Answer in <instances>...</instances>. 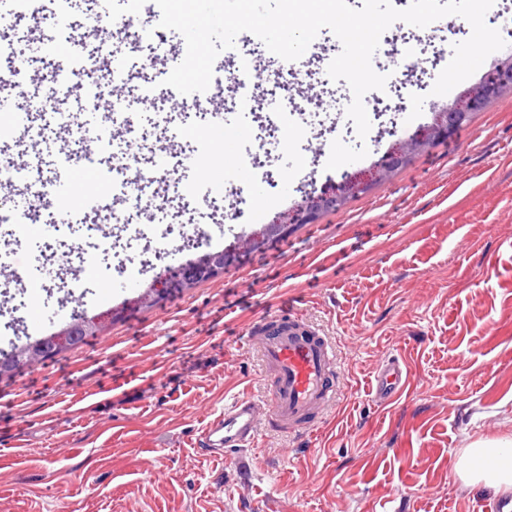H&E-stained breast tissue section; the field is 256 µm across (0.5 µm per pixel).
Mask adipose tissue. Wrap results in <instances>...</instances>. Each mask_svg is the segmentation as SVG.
<instances>
[{
	"instance_id": "1",
	"label": "adipose tissue",
	"mask_w": 512,
	"mask_h": 512,
	"mask_svg": "<svg viewBox=\"0 0 512 512\" xmlns=\"http://www.w3.org/2000/svg\"><path fill=\"white\" fill-rule=\"evenodd\" d=\"M457 471L470 488L512 492V440L480 439L463 449Z\"/></svg>"
}]
</instances>
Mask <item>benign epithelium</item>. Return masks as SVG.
<instances>
[{
    "label": "benign epithelium",
    "instance_id": "7a95c632",
    "mask_svg": "<svg viewBox=\"0 0 512 512\" xmlns=\"http://www.w3.org/2000/svg\"><path fill=\"white\" fill-rule=\"evenodd\" d=\"M511 91L512 57L509 56L498 64L496 70L476 90L457 97L450 107L435 113L431 124L420 128L406 140L394 142L382 157L368 168L353 174L342 175L340 181L329 183L322 187L319 193L307 197L293 210L275 217L254 232L253 236L247 240V246L257 247L270 236L284 234L292 224H314L320 214L342 209L349 198L368 191L379 181L392 177L409 162L415 153L429 148L438 139L449 138L460 126L469 122L474 114L483 111L492 100ZM227 259L228 254L224 252L206 253L197 260L178 267L172 277L160 279L159 285H151L140 299H156L163 289L170 285L177 288H190L223 268ZM111 318H113V312L110 310L90 317L83 315L73 323V328L83 337L99 335L106 320ZM69 331L70 328L67 327L48 341L36 340L16 348L10 357L0 360V374L4 376L10 373L17 363H37L58 349L66 347V336L69 335Z\"/></svg>",
    "mask_w": 512,
    "mask_h": 512
}]
</instances>
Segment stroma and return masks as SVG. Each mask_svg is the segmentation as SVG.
Masks as SVG:
<instances>
[{"label": "stroma", "instance_id": "stroma-1", "mask_svg": "<svg viewBox=\"0 0 512 512\" xmlns=\"http://www.w3.org/2000/svg\"><path fill=\"white\" fill-rule=\"evenodd\" d=\"M64 12L61 0H52L34 20L0 0V41L28 59L27 83L44 88L57 73L56 56L39 45L48 35L90 74L124 59L116 85L123 105L110 109V96L94 98L91 87L78 85L58 92L55 112L32 103L31 123L0 148L17 164L39 150L22 188L50 196L62 172L60 150L75 147L56 125L58 112L83 119L84 136L102 135L100 167L70 176L77 199L98 188L112 157L133 153L150 168L162 154L173 167L147 185L122 173L124 197L110 212L77 202L53 233L20 240L0 227V250L22 261L32 251L47 255L57 240L106 247L114 215L124 214L133 222L122 231L129 266L153 264L152 273L132 280L82 269L81 279L93 282L87 295L48 280L11 286L0 273L1 354L27 342L30 321L62 306L117 314L101 335L0 378V512H475L492 493L457 478L458 458L472 441L512 438V94L343 209L249 250L242 242L261 225L431 123L435 96L403 85L404 121L348 139V146L367 148L366 158L330 170L335 124L346 120L352 100L346 81L327 74L340 41L322 29L317 51L301 66L304 81L277 90L271 80L282 71L280 57L239 37L213 67L223 81L215 104L236 118L235 141L197 157L188 147L208 128L207 115L159 95L180 34L159 27L139 42L127 28L104 40L87 27L74 37L58 24ZM470 29L456 15L424 28L397 21L378 51L402 53L407 37L442 48L437 74L452 59L449 34ZM244 57L259 74L247 106L224 79ZM149 92L155 100L147 108L141 99ZM289 99L304 116L292 137L268 144L265 169L247 167L225 193L221 213L205 194L196 196L192 220L209 235L197 254L218 241L235 259L209 280L140 305L153 278L186 256L171 244L155 258V243L135 238L133 226L171 223L168 185L189 188L204 168L223 171L234 158H249L261 118L278 119ZM288 311L335 339L344 391L317 430L289 436L261 426L250 468L239 471L199 441L233 396L272 395L248 338ZM389 357L402 359L410 381L383 407L373 398L374 372Z\"/></svg>", "mask_w": 512, "mask_h": 512}]
</instances>
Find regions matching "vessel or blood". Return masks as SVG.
<instances>
[{
    "label": "vessel or blood",
    "mask_w": 512,
    "mask_h": 512,
    "mask_svg": "<svg viewBox=\"0 0 512 512\" xmlns=\"http://www.w3.org/2000/svg\"><path fill=\"white\" fill-rule=\"evenodd\" d=\"M6 269L23 283H36L46 275L31 256L20 265L7 263ZM249 342L273 378L274 393L267 400L235 396L223 414L209 423L202 440L204 447L233 452L239 463L245 460L261 424L291 434L311 430L342 390L335 341L302 317L272 318L269 328ZM407 386L408 370L399 359H387L377 368L375 399L381 405H390Z\"/></svg>",
    "instance_id": "obj_1"
}]
</instances>
